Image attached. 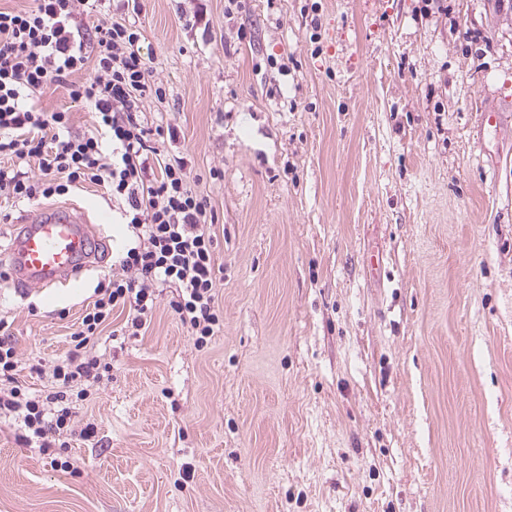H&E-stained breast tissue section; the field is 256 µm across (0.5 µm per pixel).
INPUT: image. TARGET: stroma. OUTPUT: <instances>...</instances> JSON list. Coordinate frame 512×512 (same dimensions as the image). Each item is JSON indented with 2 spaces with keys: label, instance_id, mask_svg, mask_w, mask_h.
Returning <instances> with one entry per match:
<instances>
[{
  "label": "stroma",
  "instance_id": "stroma-1",
  "mask_svg": "<svg viewBox=\"0 0 512 512\" xmlns=\"http://www.w3.org/2000/svg\"><path fill=\"white\" fill-rule=\"evenodd\" d=\"M138 28L224 325L197 349L169 287L145 334L115 318L94 437L47 455L0 418V512H512V0H144ZM62 200L113 253L0 289L42 396L132 237L103 187Z\"/></svg>",
  "mask_w": 512,
  "mask_h": 512
}]
</instances>
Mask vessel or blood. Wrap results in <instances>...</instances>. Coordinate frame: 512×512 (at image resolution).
<instances>
[{
	"mask_svg": "<svg viewBox=\"0 0 512 512\" xmlns=\"http://www.w3.org/2000/svg\"><path fill=\"white\" fill-rule=\"evenodd\" d=\"M98 241L80 209L32 211L12 227L8 266L13 288L26 294L67 285L82 271L101 265Z\"/></svg>",
	"mask_w": 512,
	"mask_h": 512,
	"instance_id": "obj_1",
	"label": "vessel or blood"
}]
</instances>
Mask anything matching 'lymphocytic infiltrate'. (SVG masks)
I'll list each match as a JSON object with an SVG mask.
<instances>
[{
  "mask_svg": "<svg viewBox=\"0 0 512 512\" xmlns=\"http://www.w3.org/2000/svg\"><path fill=\"white\" fill-rule=\"evenodd\" d=\"M119 2L120 19L98 26L91 43L77 17L99 12L103 0H35L26 9L0 8V197L31 201L99 185L120 201L122 218L135 233L118 272L97 286L71 335L69 354L52 367L57 391L39 397L18 385L20 359L0 320V381L10 385L0 393V415L19 422L24 442L45 452L73 433L85 439L95 434L94 423L75 425L74 404L84 394L73 385L111 372L89 346L114 312H126L127 328L139 333L156 307L158 288L169 285L176 290L170 307L197 348L207 347L223 323L210 202L195 190L185 158L149 141L165 129L147 127L139 104L150 95L162 98L164 91L152 79L130 21L142 11L140 0ZM86 70L90 78L72 82L74 73ZM64 82L73 100L95 109L86 132L72 131L70 113L39 104L48 87ZM32 164L39 177L29 176Z\"/></svg>",
  "mask_w": 512,
  "mask_h": 512,
  "instance_id": "obj_1",
  "label": "lymphocytic infiltrate"
}]
</instances>
